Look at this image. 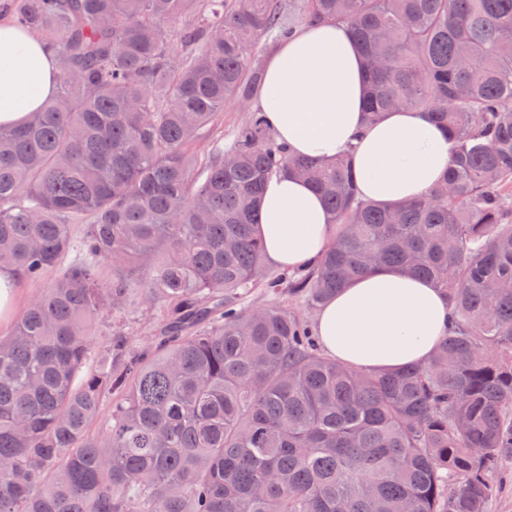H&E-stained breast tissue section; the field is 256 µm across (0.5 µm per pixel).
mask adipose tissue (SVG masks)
I'll return each mask as SVG.
<instances>
[{
	"label": "adipose tissue",
	"mask_w": 512,
	"mask_h": 512,
	"mask_svg": "<svg viewBox=\"0 0 512 512\" xmlns=\"http://www.w3.org/2000/svg\"><path fill=\"white\" fill-rule=\"evenodd\" d=\"M56 65L43 41L0 17V125L22 124L52 95ZM364 62L345 25L303 26L271 53L257 106L278 142L296 156L332 158L355 145L360 195L380 204L411 201L443 178L451 159L446 133L422 111L388 113L366 125ZM256 232L282 268L316 265L330 217L304 182L286 174L265 187ZM450 327L447 298L428 280L375 266L321 309L324 352L351 367L397 371L429 358Z\"/></svg>",
	"instance_id": "1"
}]
</instances>
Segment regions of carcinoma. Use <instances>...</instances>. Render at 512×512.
Segmentation results:
<instances>
[{
  "label": "carcinoma",
  "instance_id": "carcinoma-1",
  "mask_svg": "<svg viewBox=\"0 0 512 512\" xmlns=\"http://www.w3.org/2000/svg\"><path fill=\"white\" fill-rule=\"evenodd\" d=\"M329 20L366 61L367 122L447 131L440 188L365 202L349 156L296 158L255 111L197 152L252 101L256 42ZM14 24L59 66L0 126V266L60 273L0 337V512H485L512 462V0H16ZM281 172L338 226L302 274L255 233ZM374 264L448 298L427 363L351 369L286 301ZM258 289L281 300L253 307ZM142 304L152 357L119 332L94 346L103 311ZM249 113L247 109L240 108L238 106H230V107H224V114H223V125L220 130L211 138L204 139L201 142H199L197 146V150L201 154H206L209 152L212 146V139L217 138L219 135H226L229 130L237 127L238 125H241L244 123L248 117ZM223 133H220L219 131H222ZM219 136L218 138H220Z\"/></svg>",
  "mask_w": 512,
  "mask_h": 512
}]
</instances>
